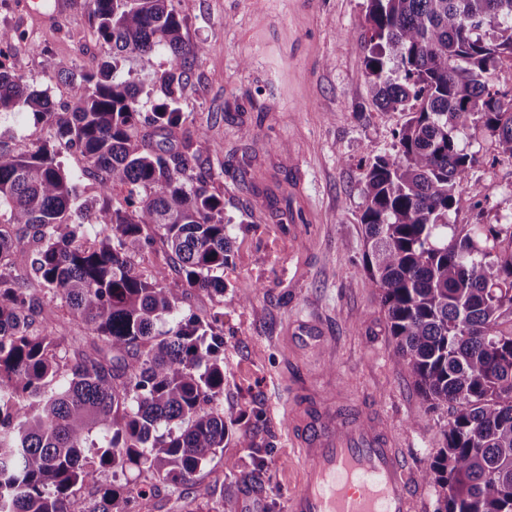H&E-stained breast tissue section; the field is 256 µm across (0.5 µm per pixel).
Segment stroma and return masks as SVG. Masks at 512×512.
Wrapping results in <instances>:
<instances>
[{"label": "stroma", "instance_id": "stroma-1", "mask_svg": "<svg viewBox=\"0 0 512 512\" xmlns=\"http://www.w3.org/2000/svg\"><path fill=\"white\" fill-rule=\"evenodd\" d=\"M30 0H0V29L24 32L8 59L13 72L47 89L57 106L69 85L45 84L60 58L96 70L103 49L87 22V0L37 18ZM366 0H179L187 42L203 46L190 64L185 111L206 129L204 163L223 165L231 251L224 293L182 288L183 317L224 314V450L193 476L187 494H161L150 512H203L222 481L238 512H288L303 464L289 439L297 395L380 415L407 461L415 512H436L439 490L421 471L445 442L450 406L429 408L394 358L381 292L363 269L362 173L395 153L405 115L378 110L369 94L368 49L357 26ZM52 128L32 115H0V146L34 150ZM473 154L452 224H512V159L493 151L473 124L459 137ZM317 330L314 343L297 333ZM248 446H241L240 437ZM236 468L227 471L225 461Z\"/></svg>", "mask_w": 512, "mask_h": 512}]
</instances>
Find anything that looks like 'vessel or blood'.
I'll return each instance as SVG.
<instances>
[{
    "mask_svg": "<svg viewBox=\"0 0 512 512\" xmlns=\"http://www.w3.org/2000/svg\"><path fill=\"white\" fill-rule=\"evenodd\" d=\"M290 438L306 464L288 512H413L406 462L374 418L294 405Z\"/></svg>",
    "mask_w": 512,
    "mask_h": 512,
    "instance_id": "b4317fda",
    "label": "vessel or blood"
}]
</instances>
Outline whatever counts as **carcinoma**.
<instances>
[{"label":"carcinoma","instance_id":"obj_1","mask_svg":"<svg viewBox=\"0 0 512 512\" xmlns=\"http://www.w3.org/2000/svg\"><path fill=\"white\" fill-rule=\"evenodd\" d=\"M88 18L105 58L95 72L60 60L45 73L71 86L62 112L8 69L6 50L24 36L0 30V114L27 108L54 129L34 151L0 148V512H90L75 490L86 484L97 485L95 512L142 510L228 437L212 408L224 393V313L181 317L166 268L140 270L133 256L158 247L183 286L224 295L223 172L200 167L207 131L177 149L141 135L190 121L188 60L203 48L185 40L174 0H90ZM489 23L501 28L494 42L479 34ZM358 26L369 96L409 115L395 156L363 173L364 267L382 290L396 364L431 407L456 404L420 478L442 490L436 512H512V328H501L512 321V224L448 223L473 163L458 135L480 121L512 158V97L491 84L512 56V0H368ZM58 142L83 159L85 193ZM23 240L26 278L14 262ZM41 293L97 338L91 350L75 336L59 355ZM133 467L143 478L97 484L102 469Z\"/></svg>","mask_w":512,"mask_h":512}]
</instances>
